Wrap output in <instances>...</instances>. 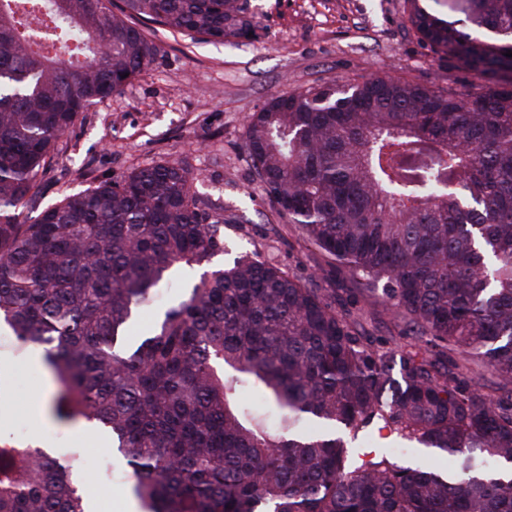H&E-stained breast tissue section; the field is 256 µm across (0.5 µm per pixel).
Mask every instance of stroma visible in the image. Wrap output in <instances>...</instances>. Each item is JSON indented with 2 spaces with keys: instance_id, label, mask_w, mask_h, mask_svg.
<instances>
[{
  "instance_id": "stroma-1",
  "label": "stroma",
  "mask_w": 512,
  "mask_h": 512,
  "mask_svg": "<svg viewBox=\"0 0 512 512\" xmlns=\"http://www.w3.org/2000/svg\"><path fill=\"white\" fill-rule=\"evenodd\" d=\"M260 38L239 45L191 39L148 28L159 47L154 62L122 94L92 106L59 141L60 160L44 179V203L158 163L187 168L203 201L235 215L224 242L238 253L258 251L303 283L332 288L373 345L397 351L382 308L353 293L351 280L307 246L297 225L279 216L257 183L243 150L249 116L280 91L336 79L392 77L426 86L467 87L472 75L432 54L412 29L407 0H248ZM0 439L80 461L79 483L96 512H137L127 466L107 436L84 425L56 423L40 399L51 379L39 351L13 343L0 348ZM71 448L63 450L59 439ZM111 498H104V487Z\"/></svg>"
}]
</instances>
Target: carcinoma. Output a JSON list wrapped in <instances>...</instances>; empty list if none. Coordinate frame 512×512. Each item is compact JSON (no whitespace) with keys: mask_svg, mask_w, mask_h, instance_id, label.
<instances>
[{"mask_svg":"<svg viewBox=\"0 0 512 512\" xmlns=\"http://www.w3.org/2000/svg\"><path fill=\"white\" fill-rule=\"evenodd\" d=\"M409 2L472 88L332 80L273 95L244 140L277 212L421 338L398 357L256 251L207 268L124 349L166 276L229 254L224 214L176 165L43 208L42 179L154 61L144 25L224 43L259 23L247 0H0V324L39 345L49 413L110 438L146 512H512V0ZM374 427L454 468L350 446ZM73 470L0 441V512H88Z\"/></svg>","mask_w":512,"mask_h":512,"instance_id":"carcinoma-1","label":"carcinoma"}]
</instances>
